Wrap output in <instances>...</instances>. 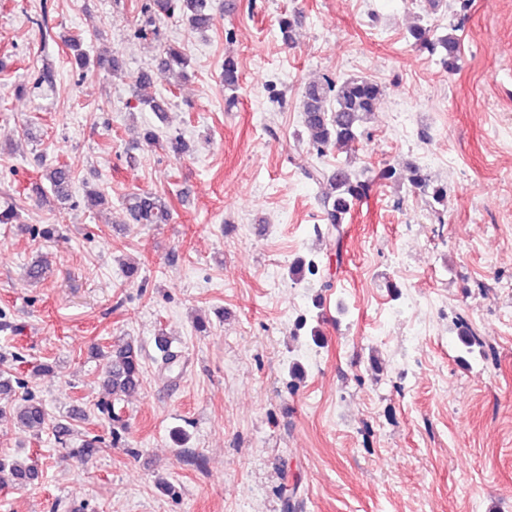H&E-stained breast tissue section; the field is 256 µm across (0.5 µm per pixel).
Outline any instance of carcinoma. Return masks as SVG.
<instances>
[{"mask_svg": "<svg viewBox=\"0 0 512 512\" xmlns=\"http://www.w3.org/2000/svg\"><path fill=\"white\" fill-rule=\"evenodd\" d=\"M148 13L146 25H153L154 19L161 14L167 17L177 16L186 21L194 31L208 29L214 20L208 9V0H152L145 7ZM411 44L430 55L440 57L441 64L448 70L458 68L459 48L455 28L448 33L437 35L431 27L415 24L408 30ZM72 52L77 70L83 71L90 60L81 49L80 38L71 36L63 40ZM190 60L180 46L169 44L164 49L159 71L166 80L174 74L185 73ZM239 80L237 62L228 57L224 60V86L230 90L236 88ZM383 95V87L367 77H350L338 81L324 80L308 83L302 93L303 127L309 144L321 155L329 150L338 153L352 150L362 133L364 123L371 118ZM305 177L324 188L322 205L324 210L323 226H315L318 236L327 239L334 247L336 260H341L346 216L354 206L366 197L370 182L352 169L350 162L336 165L327 170L320 166L304 168ZM45 179L59 200L69 199V187L76 179L75 172L66 165L53 163L45 167ZM408 182L411 188L430 197L435 203L442 204L447 198V187L433 183L422 169L410 166ZM125 208L135 224H165L169 219V210L158 196L143 192L126 197ZM456 330L462 344V351L472 352L475 347H483V342L469 323L457 317ZM161 368L174 374L179 354L169 346L160 349ZM104 383L112 395V404L116 405L125 398L137 394L142 386L143 366L141 350L131 342L112 346L106 354ZM16 427L24 432L38 433L44 429L53 430L56 435L70 431L67 424L54 417L47 408L33 396L26 395L10 411ZM37 478L34 465L18 461L0 460V485H24Z\"/></svg>", "mask_w": 512, "mask_h": 512, "instance_id": "obj_1", "label": "carcinoma"}]
</instances>
